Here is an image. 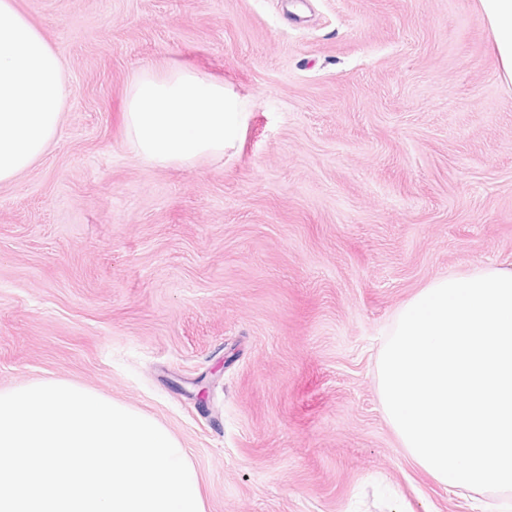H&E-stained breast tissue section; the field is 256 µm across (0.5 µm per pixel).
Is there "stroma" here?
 Listing matches in <instances>:
<instances>
[{
    "label": "stroma",
    "instance_id": "stroma-1",
    "mask_svg": "<svg viewBox=\"0 0 512 512\" xmlns=\"http://www.w3.org/2000/svg\"><path fill=\"white\" fill-rule=\"evenodd\" d=\"M291 2L16 0L67 107L0 185V389L64 379L153 415L206 512H512L421 469L376 381L400 305L512 263L492 32L478 0ZM178 65L251 117L224 159L149 167L128 88Z\"/></svg>",
    "mask_w": 512,
    "mask_h": 512
}]
</instances>
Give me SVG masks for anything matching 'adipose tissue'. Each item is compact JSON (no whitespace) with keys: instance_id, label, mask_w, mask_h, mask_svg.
I'll return each mask as SVG.
<instances>
[{"instance_id":"obj_1","label":"adipose tissue","mask_w":512,"mask_h":512,"mask_svg":"<svg viewBox=\"0 0 512 512\" xmlns=\"http://www.w3.org/2000/svg\"><path fill=\"white\" fill-rule=\"evenodd\" d=\"M494 35L499 79L512 84V0H479ZM64 64L15 0H0V185L13 182L56 139L66 110ZM129 146L157 167L223 157L250 114L233 90L187 67L140 70L124 113Z\"/></svg>"}]
</instances>
